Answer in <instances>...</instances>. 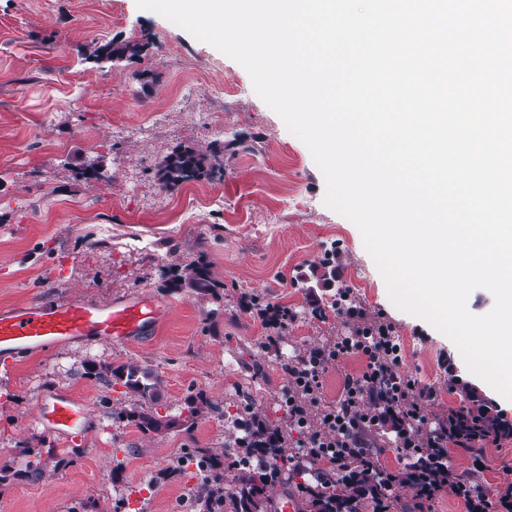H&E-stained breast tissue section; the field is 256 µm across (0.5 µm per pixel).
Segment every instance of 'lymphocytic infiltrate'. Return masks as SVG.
<instances>
[{"label":"lymphocytic infiltrate","instance_id":"f902f5d3","mask_svg":"<svg viewBox=\"0 0 512 512\" xmlns=\"http://www.w3.org/2000/svg\"><path fill=\"white\" fill-rule=\"evenodd\" d=\"M336 314L346 326L344 333L289 356L284 364L288 428L283 439L295 450L293 466L301 471L314 463L333 462L347 471L363 461L378 462L379 446L368 436L380 431L388 414L401 428L386 444L396 448L404 461H411L419 450L430 447L438 433L429 424L430 392L399 372L401 357L392 350L391 325L366 322L363 310L355 306L337 308ZM350 354L364 357L363 369L346 378L339 404L322 405L325 374Z\"/></svg>","mask_w":512,"mask_h":512}]
</instances>
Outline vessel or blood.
Here are the masks:
<instances>
[{"mask_svg": "<svg viewBox=\"0 0 512 512\" xmlns=\"http://www.w3.org/2000/svg\"><path fill=\"white\" fill-rule=\"evenodd\" d=\"M163 315L162 305L147 294L107 304L66 296L0 311V358L43 352L73 343L121 344L151 335ZM38 422L49 432L70 439L85 435L86 404L58 390L41 396Z\"/></svg>", "mask_w": 512, "mask_h": 512, "instance_id": "obj_1", "label": "vessel or blood"}]
</instances>
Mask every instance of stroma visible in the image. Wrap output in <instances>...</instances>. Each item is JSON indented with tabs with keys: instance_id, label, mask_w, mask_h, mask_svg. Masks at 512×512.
Masks as SVG:
<instances>
[{
	"instance_id": "obj_1",
	"label": "stroma",
	"mask_w": 512,
	"mask_h": 512,
	"mask_svg": "<svg viewBox=\"0 0 512 512\" xmlns=\"http://www.w3.org/2000/svg\"><path fill=\"white\" fill-rule=\"evenodd\" d=\"M141 42V58L90 61L94 46ZM224 121L223 136L208 127ZM241 149L224 156L222 181L201 180L161 193L157 163L179 145L209 150L220 138ZM103 168L84 180L88 164ZM325 180L308 147L255 93L247 71L136 0H0V308L63 294L108 302L150 294L165 306L157 330L120 345L74 344L19 362H0V512H123L118 489L142 485L187 448H226L239 437L206 412L191 429L140 431L108 417L119 398L84 376L88 362L131 361L163 381L156 409L175 416L202 391L229 412L247 407L280 427L288 414L283 364L344 331L332 302L350 286L368 320L393 324L400 371L427 387L431 421L461 404L464 382L512 422V401L471 374L452 340L399 310L360 231L324 203ZM340 260L330 285L307 292L306 278L328 249ZM204 260L221 286L212 300L166 282ZM288 308L282 342L244 302ZM84 401L91 424L81 441L48 432L35 418L44 393ZM80 448L65 468L25 471L27 448ZM457 477H479L498 493L512 484V438L478 454L449 450Z\"/></svg>"
}]
</instances>
